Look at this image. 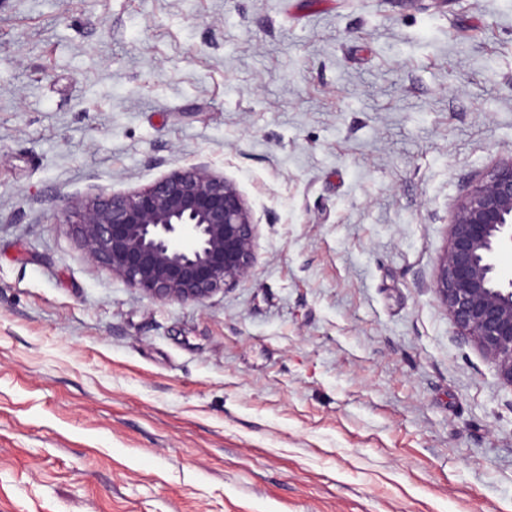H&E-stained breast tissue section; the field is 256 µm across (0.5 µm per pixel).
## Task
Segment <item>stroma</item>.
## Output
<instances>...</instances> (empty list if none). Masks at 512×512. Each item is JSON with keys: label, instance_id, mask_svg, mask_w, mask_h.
<instances>
[{"label": "stroma", "instance_id": "stroma-1", "mask_svg": "<svg viewBox=\"0 0 512 512\" xmlns=\"http://www.w3.org/2000/svg\"><path fill=\"white\" fill-rule=\"evenodd\" d=\"M512 158V0H0V512H512L433 282ZM199 163L248 279L153 302L63 209Z\"/></svg>", "mask_w": 512, "mask_h": 512}]
</instances>
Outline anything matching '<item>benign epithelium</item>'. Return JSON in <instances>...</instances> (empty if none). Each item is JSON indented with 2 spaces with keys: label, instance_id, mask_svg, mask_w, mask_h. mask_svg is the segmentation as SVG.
<instances>
[{
  "label": "benign epithelium",
  "instance_id": "obj_1",
  "mask_svg": "<svg viewBox=\"0 0 512 512\" xmlns=\"http://www.w3.org/2000/svg\"><path fill=\"white\" fill-rule=\"evenodd\" d=\"M83 257L154 302L205 304L254 269L256 223L236 186L205 165L174 170L126 192L69 202ZM512 158L458 202L433 288L459 340L494 361L512 388Z\"/></svg>",
  "mask_w": 512,
  "mask_h": 512
}]
</instances>
